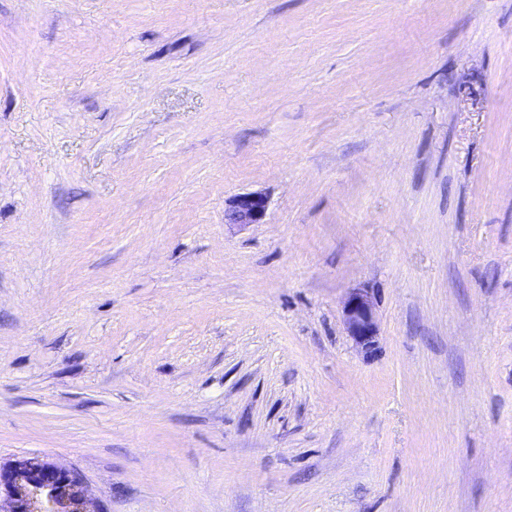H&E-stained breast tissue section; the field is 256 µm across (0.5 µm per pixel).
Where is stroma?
<instances>
[{
    "label": "stroma",
    "mask_w": 512,
    "mask_h": 512,
    "mask_svg": "<svg viewBox=\"0 0 512 512\" xmlns=\"http://www.w3.org/2000/svg\"><path fill=\"white\" fill-rule=\"evenodd\" d=\"M23 457L102 512H512V0H0ZM267 212V200L261 193L238 194L224 208L225 224H260ZM347 335L362 349L368 351L377 343L378 323L376 302L366 288H352L342 305Z\"/></svg>",
    "instance_id": "stroma-1"
}]
</instances>
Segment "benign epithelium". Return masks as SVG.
Instances as JSON below:
<instances>
[{"mask_svg": "<svg viewBox=\"0 0 512 512\" xmlns=\"http://www.w3.org/2000/svg\"><path fill=\"white\" fill-rule=\"evenodd\" d=\"M267 212L265 196L257 192L238 194L224 208L226 224H260ZM347 335L368 351L377 343L376 302L366 288L351 289L342 305ZM6 507L0 512H94L80 475L71 469L30 458L0 466V496Z\"/></svg>", "mask_w": 512, "mask_h": 512, "instance_id": "benign-epithelium-1", "label": "benign epithelium"}]
</instances>
